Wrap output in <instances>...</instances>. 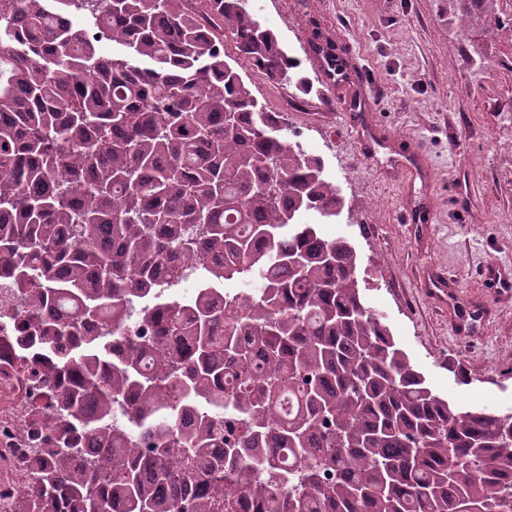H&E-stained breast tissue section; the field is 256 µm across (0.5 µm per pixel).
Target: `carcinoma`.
Returning <instances> with one entry per match:
<instances>
[{
	"mask_svg": "<svg viewBox=\"0 0 512 512\" xmlns=\"http://www.w3.org/2000/svg\"><path fill=\"white\" fill-rule=\"evenodd\" d=\"M226 38L291 81L251 0H0L24 512H512V411L426 384L364 300L356 249L320 229L339 189ZM315 50L343 70L332 42Z\"/></svg>",
	"mask_w": 512,
	"mask_h": 512,
	"instance_id": "carcinoma-1",
	"label": "carcinoma"
}]
</instances>
